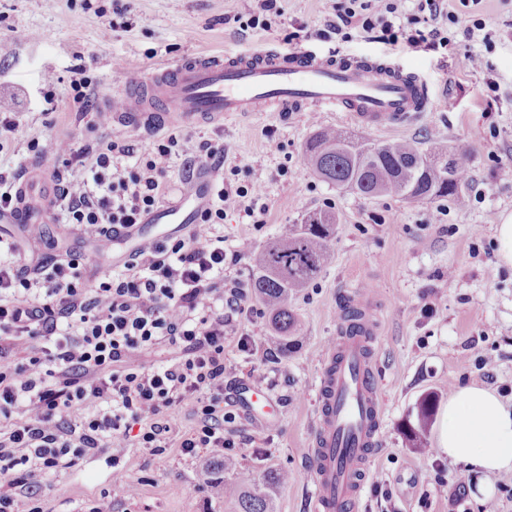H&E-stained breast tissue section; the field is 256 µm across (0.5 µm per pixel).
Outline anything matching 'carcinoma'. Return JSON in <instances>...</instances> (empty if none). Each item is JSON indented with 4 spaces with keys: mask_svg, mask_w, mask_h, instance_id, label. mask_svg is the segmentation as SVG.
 <instances>
[{
    "mask_svg": "<svg viewBox=\"0 0 512 512\" xmlns=\"http://www.w3.org/2000/svg\"><path fill=\"white\" fill-rule=\"evenodd\" d=\"M448 156V147L435 143L426 150L410 141L371 142L353 138L336 127L316 130L303 148V158L312 173L338 190L363 198L385 195L408 201L450 198L465 201L469 180V155L457 152L450 177L441 180L430 170L415 176L414 163L423 158L433 162ZM338 226L336 212L324 209L313 213L301 224H291L288 232L271 243L260 255L252 275V293L270 314L273 339L286 349L299 335L298 319L288 308V299L309 285L333 261L331 239ZM437 398L425 395L417 406L416 420L404 426L413 447L425 448V434L431 422ZM236 467L234 459L220 458L203 471L211 493L235 504V512H272L275 490L290 481L289 472L271 471L257 480L237 484L215 476V471Z\"/></svg>",
    "mask_w": 512,
    "mask_h": 512,
    "instance_id": "cac0c4a2",
    "label": "carcinoma"
}]
</instances>
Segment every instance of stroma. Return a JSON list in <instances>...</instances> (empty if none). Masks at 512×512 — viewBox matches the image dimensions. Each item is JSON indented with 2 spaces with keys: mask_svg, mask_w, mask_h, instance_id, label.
<instances>
[{
  "mask_svg": "<svg viewBox=\"0 0 512 512\" xmlns=\"http://www.w3.org/2000/svg\"><path fill=\"white\" fill-rule=\"evenodd\" d=\"M341 2L281 0L280 15L270 16L262 29L249 23L258 0H0V114L17 123L0 141V161L38 179L77 174L78 162L59 164L51 155H35L30 144L71 139L92 146L103 138L135 137L133 128L95 127L96 112L105 108L103 92L119 90L163 62L201 53L245 54L266 44L339 61L386 58L416 70L431 105L402 128L374 131L348 125L339 112L296 109L237 115L221 127L198 122L154 131L160 138L177 136L182 146L167 174L171 198L190 188L182 168L204 140L227 148L229 182L263 188V223L241 208L224 217V246L242 253L226 269V280L250 282L256 256L283 225L327 208L339 217L334 263L290 300L301 323L296 344L274 349L267 316L253 298L247 311L224 322V410L233 418L238 446L232 455L239 462L225 478L246 482L288 471L293 478L276 490L273 512H311L306 450L319 408L320 365L341 310L371 288V360L384 399L383 435L357 512H482L490 501L497 512H512V472L493 482L436 450L455 386L484 387L512 404V266L498 261L496 236L497 224L512 215V0H480L476 15L486 23V43L467 42L462 29L449 27L446 14L460 4L443 0L442 16L423 28L446 30L449 40L417 53L357 31L346 41L317 36ZM468 44L482 52L484 68L466 65ZM83 78L93 92L85 112L73 102V84ZM320 124L376 141L423 144L436 137L467 151V206L446 199H365L319 181L304 166L302 148ZM274 139L283 145L280 152L270 150ZM40 230L34 240L18 225L0 223V239L14 245L25 273L67 249L98 271L111 270V252L97 251L76 227L58 221ZM485 355L496 360L489 374L480 365ZM258 377L281 404L275 423L249 415L237 398L244 381ZM428 393L437 403L427 433L431 452L423 455L402 425L415 418ZM214 459L211 452L190 458L176 448L155 455L146 448L111 447L45 487L42 506L44 512H85L108 492L112 512H234L232 502L200 486L201 467ZM117 472L123 484H115Z\"/></svg>",
  "mask_w": 512,
  "mask_h": 512,
  "instance_id": "stroma-1",
  "label": "stroma"
}]
</instances>
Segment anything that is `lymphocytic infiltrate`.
I'll return each mask as SVG.
<instances>
[{
	"label": "lymphocytic infiltrate",
	"instance_id": "1",
	"mask_svg": "<svg viewBox=\"0 0 512 512\" xmlns=\"http://www.w3.org/2000/svg\"><path fill=\"white\" fill-rule=\"evenodd\" d=\"M438 16L439 0H348L326 30L377 33L417 52L440 38L418 28ZM62 163L81 172L62 189L65 217L88 237L112 238L142 223L164 196L163 176L180 151L176 136L51 142ZM223 144L203 142L193 163L216 192L200 222L175 241L146 240L121 273L89 284L81 257L42 262L30 277L0 242V512H43L37 492L53 475L109 445L161 453L178 444L195 457L236 447L225 430L224 313L244 312V283L224 284L239 251L217 230L252 188L231 187ZM157 347L170 360L139 361ZM191 405L199 423L172 440L171 419Z\"/></svg>",
	"mask_w": 512,
	"mask_h": 512
}]
</instances>
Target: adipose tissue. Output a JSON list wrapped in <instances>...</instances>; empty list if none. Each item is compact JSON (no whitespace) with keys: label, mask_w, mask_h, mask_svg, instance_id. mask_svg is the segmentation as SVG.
<instances>
[{"label":"adipose tissue","mask_w":512,"mask_h":512,"mask_svg":"<svg viewBox=\"0 0 512 512\" xmlns=\"http://www.w3.org/2000/svg\"><path fill=\"white\" fill-rule=\"evenodd\" d=\"M440 449L451 463L485 474L512 471V409L489 390L457 387L448 399Z\"/></svg>","instance_id":"adipose-tissue-1"}]
</instances>
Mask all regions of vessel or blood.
Listing matches in <instances>:
<instances>
[{
    "instance_id": "vessel-or-blood-1",
    "label": "vessel or blood",
    "mask_w": 512,
    "mask_h": 512,
    "mask_svg": "<svg viewBox=\"0 0 512 512\" xmlns=\"http://www.w3.org/2000/svg\"><path fill=\"white\" fill-rule=\"evenodd\" d=\"M137 83V95L122 98L113 111V124L135 128L170 115L183 124L206 119L219 125L238 112L299 107L342 112L358 126L384 129L407 125L430 102L420 76L391 64L338 63L269 47L166 63L139 76ZM213 191L209 174L200 173L182 204L163 205L147 221L185 231ZM353 307L362 315L360 331L353 334L341 326L323 359L322 408L309 450L315 488L312 512H355L368 462L381 441V395L367 355L375 328L368 315L371 303L358 300Z\"/></svg>"
}]
</instances>
